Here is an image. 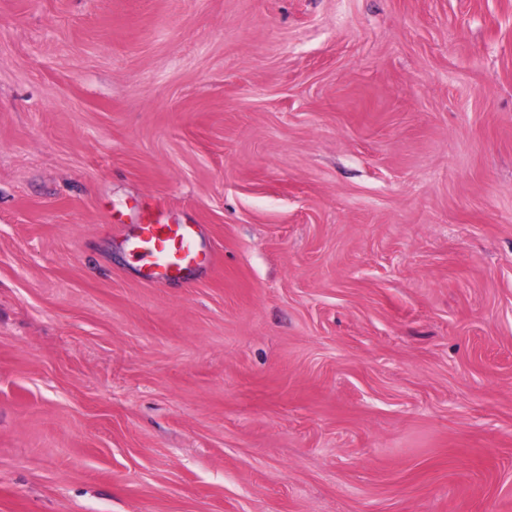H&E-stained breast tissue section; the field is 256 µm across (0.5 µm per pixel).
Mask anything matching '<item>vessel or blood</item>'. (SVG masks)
<instances>
[{
  "instance_id": "b4317fda",
  "label": "vessel or blood",
  "mask_w": 512,
  "mask_h": 512,
  "mask_svg": "<svg viewBox=\"0 0 512 512\" xmlns=\"http://www.w3.org/2000/svg\"><path fill=\"white\" fill-rule=\"evenodd\" d=\"M127 249L139 261L143 279L156 287L192 281L200 268L217 260L203 244L199 225L164 223L151 214L128 239Z\"/></svg>"
}]
</instances>
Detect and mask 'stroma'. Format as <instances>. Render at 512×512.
Wrapping results in <instances>:
<instances>
[{
  "label": "stroma",
  "mask_w": 512,
  "mask_h": 512,
  "mask_svg": "<svg viewBox=\"0 0 512 512\" xmlns=\"http://www.w3.org/2000/svg\"><path fill=\"white\" fill-rule=\"evenodd\" d=\"M0 512H512V0H0ZM128 251L140 262L142 278L156 287L190 282L197 271L216 262V253L204 245L200 225L163 223L148 213L138 234L127 239Z\"/></svg>",
  "instance_id": "1"
}]
</instances>
